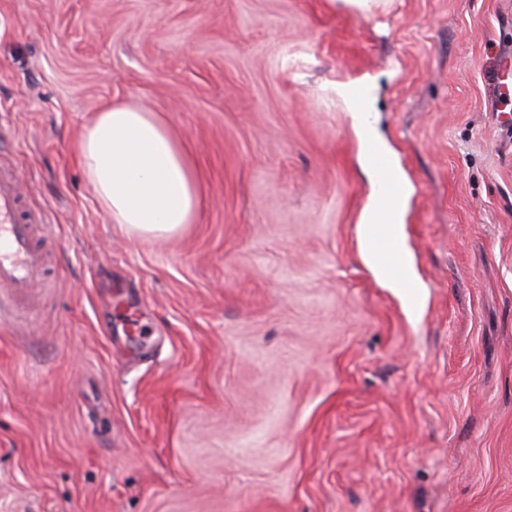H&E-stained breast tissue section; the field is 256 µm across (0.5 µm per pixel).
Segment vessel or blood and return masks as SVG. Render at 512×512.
I'll return each instance as SVG.
<instances>
[{
    "label": "vessel or blood",
    "instance_id": "b4317fda",
    "mask_svg": "<svg viewBox=\"0 0 512 512\" xmlns=\"http://www.w3.org/2000/svg\"><path fill=\"white\" fill-rule=\"evenodd\" d=\"M374 164L385 176L380 193L387 206L399 208L403 199L401 184L388 177L389 162L379 152H372ZM24 187L20 182L0 175V287L14 294L24 295L39 280L43 267V252L33 233L34 215H19L18 203ZM374 245L385 261L392 277H402V257L383 238H376Z\"/></svg>",
    "mask_w": 512,
    "mask_h": 512
}]
</instances>
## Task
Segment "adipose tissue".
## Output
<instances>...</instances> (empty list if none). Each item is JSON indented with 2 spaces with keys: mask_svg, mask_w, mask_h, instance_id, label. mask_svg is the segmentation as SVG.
<instances>
[{
  "mask_svg": "<svg viewBox=\"0 0 512 512\" xmlns=\"http://www.w3.org/2000/svg\"><path fill=\"white\" fill-rule=\"evenodd\" d=\"M361 145L386 148L358 84H337ZM79 163L113 223L145 238L176 234L196 214L200 198L184 147L152 113L113 104L98 113L78 141Z\"/></svg>",
  "mask_w": 512,
  "mask_h": 512,
  "instance_id": "adipose-tissue-1",
  "label": "adipose tissue"
}]
</instances>
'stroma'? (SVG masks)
<instances>
[{
	"label": "stroma",
	"instance_id": "stroma-1",
	"mask_svg": "<svg viewBox=\"0 0 512 512\" xmlns=\"http://www.w3.org/2000/svg\"><path fill=\"white\" fill-rule=\"evenodd\" d=\"M508 59L512 0H0V170L50 253L0 289V512H512ZM365 75L419 314L360 256ZM112 103L189 151L175 236L78 162ZM336 90L344 100L347 109L350 112L352 126L360 141L361 160L366 171L372 179L377 181L380 180L382 175L380 170L385 173L380 184V193L390 209H398L403 199V188L399 182L393 180L387 174L389 168L387 158L381 155L376 149L370 150L373 162L380 169L379 170L371 163L366 153V146L368 144H375L390 156L393 163L392 156L388 151V146L383 135L370 120V110L367 107L365 100L362 101L358 98V82L349 80L338 83L336 85Z\"/></svg>",
	"mask_w": 512,
	"mask_h": 512
}]
</instances>
